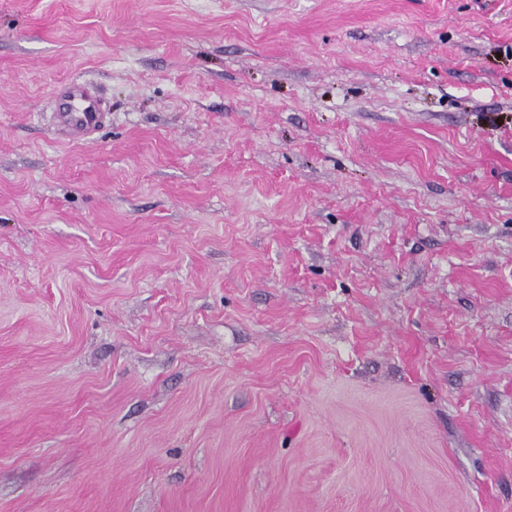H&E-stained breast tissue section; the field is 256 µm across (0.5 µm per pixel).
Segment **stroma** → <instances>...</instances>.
Segmentation results:
<instances>
[{
    "label": "stroma",
    "instance_id": "stroma-1",
    "mask_svg": "<svg viewBox=\"0 0 512 512\" xmlns=\"http://www.w3.org/2000/svg\"><path fill=\"white\" fill-rule=\"evenodd\" d=\"M0 512H512V0H0ZM61 108L57 112L60 126L69 133L73 142L85 140L88 134L97 131L104 120L101 103L84 84L70 82L61 92Z\"/></svg>",
    "mask_w": 512,
    "mask_h": 512
}]
</instances>
